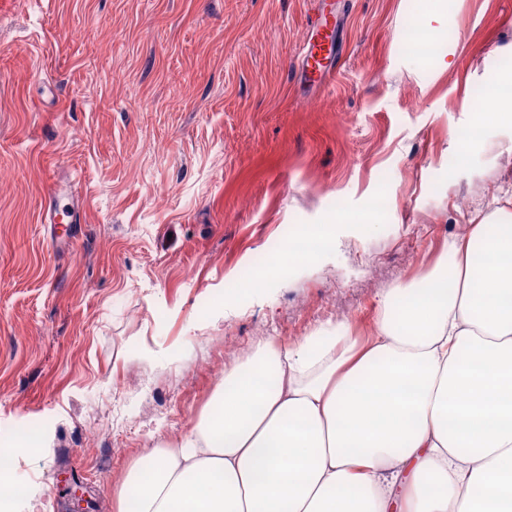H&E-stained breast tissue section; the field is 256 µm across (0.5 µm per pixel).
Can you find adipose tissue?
<instances>
[{"mask_svg":"<svg viewBox=\"0 0 512 512\" xmlns=\"http://www.w3.org/2000/svg\"><path fill=\"white\" fill-rule=\"evenodd\" d=\"M380 309L363 338H266L116 512H512V213Z\"/></svg>","mask_w":512,"mask_h":512,"instance_id":"adipose-tissue-1","label":"adipose tissue"}]
</instances>
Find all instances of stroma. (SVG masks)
Instances as JSON below:
<instances>
[{
  "label": "stroma",
  "instance_id": "stroma-1",
  "mask_svg": "<svg viewBox=\"0 0 512 512\" xmlns=\"http://www.w3.org/2000/svg\"><path fill=\"white\" fill-rule=\"evenodd\" d=\"M335 2L345 51L312 89L320 0H0V448L38 439L14 512H116L259 342L369 335L512 200V127L456 137L512 74V0ZM414 24L447 33L433 56ZM53 186L81 224L42 223ZM321 225L329 252L255 286ZM441 37L416 25H411L405 36L406 48L419 52L429 53L439 43Z\"/></svg>",
  "mask_w": 512,
  "mask_h": 512
}]
</instances>
